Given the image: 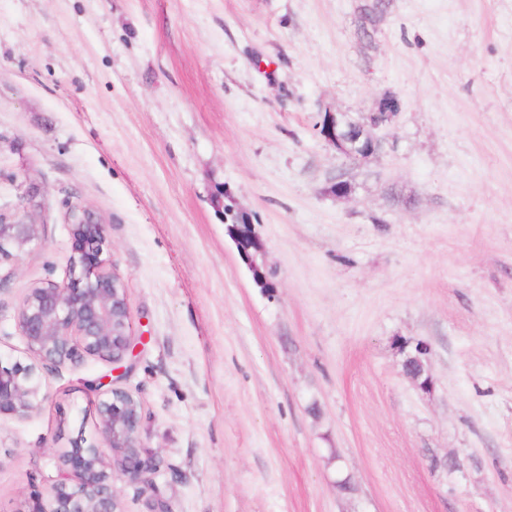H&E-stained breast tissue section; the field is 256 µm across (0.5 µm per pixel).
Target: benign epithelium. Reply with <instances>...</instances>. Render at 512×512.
I'll return each mask as SVG.
<instances>
[{"instance_id": "7a95c632", "label": "benign epithelium", "mask_w": 512, "mask_h": 512, "mask_svg": "<svg viewBox=\"0 0 512 512\" xmlns=\"http://www.w3.org/2000/svg\"><path fill=\"white\" fill-rule=\"evenodd\" d=\"M399 110L393 95L378 98L362 116L355 131L342 130L339 113H329L324 138L348 167L378 156L383 140L374 130L392 125ZM72 240L68 277L48 280L32 288L16 307V325L33 361L0 350V417L23 418L47 398L46 366L78 364L84 356L123 367L134 349L126 288L112 269L107 251L108 228L88 207L73 204L66 213ZM242 256L258 246L254 226L234 225ZM41 242L34 216L21 223L9 209H0V264L32 244ZM97 441L88 445L76 438L59 453L62 466L77 482L63 483L30 494L22 512H122L113 488L114 472L147 490L163 465L159 455L141 457L142 407L128 391L114 387L95 405Z\"/></svg>"}]
</instances>
